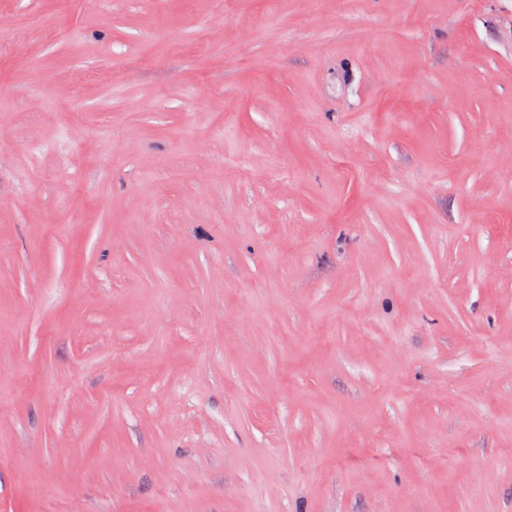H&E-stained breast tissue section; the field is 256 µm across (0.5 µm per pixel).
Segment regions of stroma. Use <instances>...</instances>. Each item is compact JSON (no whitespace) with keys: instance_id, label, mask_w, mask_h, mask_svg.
I'll use <instances>...</instances> for the list:
<instances>
[{"instance_id":"1","label":"stroma","mask_w":512,"mask_h":512,"mask_svg":"<svg viewBox=\"0 0 512 512\" xmlns=\"http://www.w3.org/2000/svg\"><path fill=\"white\" fill-rule=\"evenodd\" d=\"M0 512H512V0H0Z\"/></svg>"}]
</instances>
